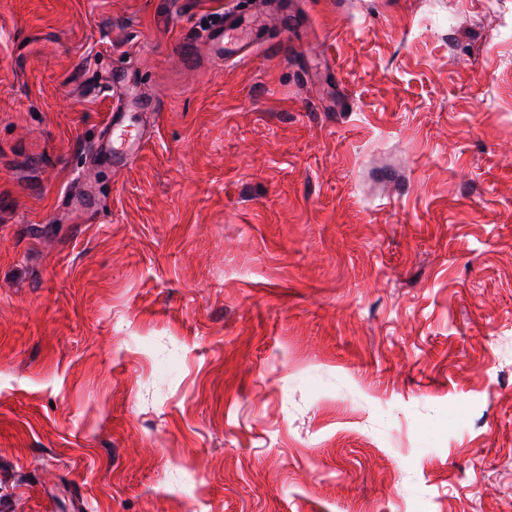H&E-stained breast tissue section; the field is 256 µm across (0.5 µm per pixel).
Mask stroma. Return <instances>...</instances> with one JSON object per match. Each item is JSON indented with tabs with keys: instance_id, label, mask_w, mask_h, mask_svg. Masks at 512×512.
<instances>
[{
	"instance_id": "35a3bbf8",
	"label": "stroma",
	"mask_w": 512,
	"mask_h": 512,
	"mask_svg": "<svg viewBox=\"0 0 512 512\" xmlns=\"http://www.w3.org/2000/svg\"><path fill=\"white\" fill-rule=\"evenodd\" d=\"M250 7L0 0V512H512V0ZM255 22L254 14L242 15L231 14L223 24H219L205 32V41L208 44L213 56L218 61H224L229 56L241 51L243 47L260 46L265 43L261 34L263 27L258 26L253 29L252 37L245 42H239L234 38V33L241 27L251 25ZM227 40V42H225ZM117 106L112 113L110 124L111 136L107 138L105 154L112 157L113 162L131 159L140 149L148 133L147 128L131 130L121 124L122 112Z\"/></svg>"
}]
</instances>
